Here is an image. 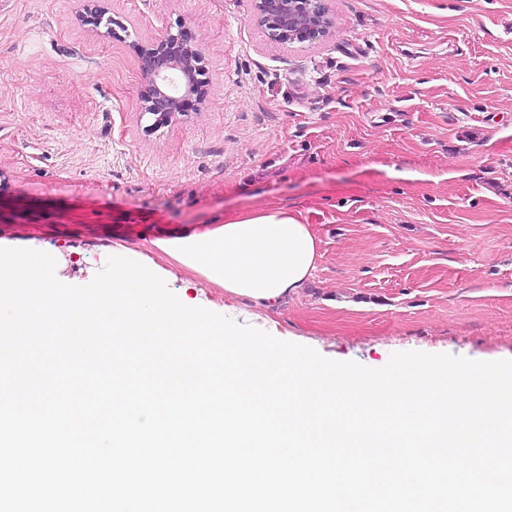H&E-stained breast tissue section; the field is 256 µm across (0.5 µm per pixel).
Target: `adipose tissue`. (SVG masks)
Wrapping results in <instances>:
<instances>
[{"label": "adipose tissue", "mask_w": 512, "mask_h": 512, "mask_svg": "<svg viewBox=\"0 0 512 512\" xmlns=\"http://www.w3.org/2000/svg\"><path fill=\"white\" fill-rule=\"evenodd\" d=\"M154 246L226 293L267 309L302 288L321 257L311 225L285 207L248 210L207 232Z\"/></svg>", "instance_id": "1"}]
</instances>
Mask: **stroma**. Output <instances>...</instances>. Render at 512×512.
Segmentation results:
<instances>
[{
    "mask_svg": "<svg viewBox=\"0 0 512 512\" xmlns=\"http://www.w3.org/2000/svg\"><path fill=\"white\" fill-rule=\"evenodd\" d=\"M0 0V246L89 284L137 261L197 303L325 358L512 360V0H332L281 45L252 0ZM185 25L210 80L152 130L130 39ZM299 210L313 279L278 308L225 297L153 242L243 210ZM79 2L81 3V8L79 10L78 17L88 12L96 14L98 28L103 23L104 18H106L104 23L105 29L104 31L98 30V36L103 38H110L115 34V30L112 29V16H106L107 14H109V9L105 6V0H79Z\"/></svg>",
    "mask_w": 512,
    "mask_h": 512,
    "instance_id": "1",
    "label": "stroma"
}]
</instances>
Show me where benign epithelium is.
Listing matches in <instances>:
<instances>
[{"label":"benign epithelium","instance_id":"1","mask_svg":"<svg viewBox=\"0 0 512 512\" xmlns=\"http://www.w3.org/2000/svg\"><path fill=\"white\" fill-rule=\"evenodd\" d=\"M79 14H96L104 25L98 36L114 35L112 16L105 0H79ZM253 18L275 41L315 43L331 32L330 0H253ZM139 68L147 79L141 97V112L155 116L153 126L171 123L184 115L183 102L196 97L205 101L209 81L200 66L198 40L188 37L184 28L167 30L160 38L141 43L130 42Z\"/></svg>","mask_w":512,"mask_h":512}]
</instances>
